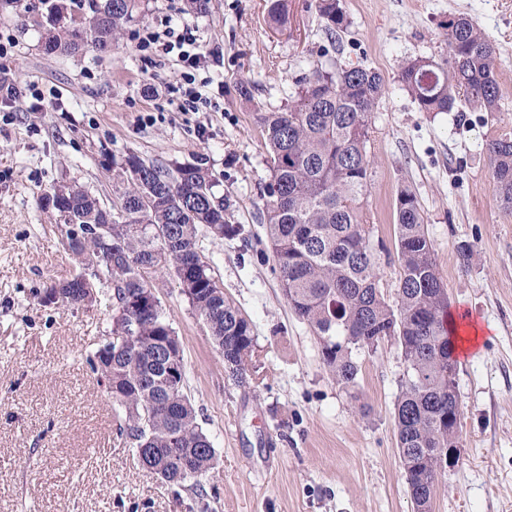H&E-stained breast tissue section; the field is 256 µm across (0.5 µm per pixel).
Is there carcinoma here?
<instances>
[{"label": "carcinoma", "mask_w": 512, "mask_h": 512, "mask_svg": "<svg viewBox=\"0 0 512 512\" xmlns=\"http://www.w3.org/2000/svg\"><path fill=\"white\" fill-rule=\"evenodd\" d=\"M272 24H285L288 0H267ZM48 45L76 50L87 44L106 51L134 20L141 0H41ZM330 35L347 27L339 0H316ZM449 56L426 68L410 59L400 81L421 112H450L461 94L473 110L495 112L501 99V62L492 43L459 15L444 24ZM385 92L384 76L370 68L316 67L284 106L258 110L255 120L267 145L268 181L261 191L258 219L266 226L282 293L294 314L328 338L324 364L336 383H356L354 359L387 336L405 340L408 371L395 418L397 447L414 512H432L437 487L431 461L458 447L448 415V360L454 343L448 328V294L433 258L416 195L397 196L395 249L399 263L396 305L379 289L378 254L362 224L369 180L367 144L371 114ZM492 177L503 212L512 215V136L486 142ZM99 165L112 174L107 205L76 181L53 184L39 199L40 210L64 226L63 245L75 273L60 283L89 305L107 296L112 313L123 311L111 333L126 336L124 350L89 360L112 387L121 419L119 433L135 445L141 469L177 487L213 468L216 451L199 427L186 384L165 385L169 356L183 358L161 302L143 312L132 299L151 287L157 274L178 282L197 312L235 382L248 376L254 354L251 323L215 292L198 233L215 240L237 236L224 198L201 165L148 161L129 153H101ZM109 226L112 251L98 265L92 285L82 274L85 248L73 230Z\"/></svg>", "instance_id": "cac0c4a2"}]
</instances>
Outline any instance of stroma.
<instances>
[{
    "label": "stroma",
    "instance_id": "35a3bbf8",
    "mask_svg": "<svg viewBox=\"0 0 512 512\" xmlns=\"http://www.w3.org/2000/svg\"><path fill=\"white\" fill-rule=\"evenodd\" d=\"M267 0H142L119 44L102 54L48 50L39 0L0 14L9 36L0 77V512H413L397 447L395 405L404 361L387 342L360 353L354 387L337 385L319 342L282 294L266 227L258 221L268 179L256 108L274 109L318 65L379 71L386 91L372 113L371 176L363 218L383 241L379 288L396 302V199L416 195L437 268L456 315L473 320L478 346L458 356L460 448L433 512H512V217L499 205L484 150L512 132V0H340L346 29L329 38L315 0H288V24H269ZM472 18L502 62L495 112L457 101L419 111L400 81L410 58L441 59L449 17ZM193 27L210 55L195 83L204 97L182 111L167 93L175 60L153 66L139 44L167 22ZM38 85L46 103L28 91ZM201 164L231 204L240 235L201 234L224 296L253 326L247 383L231 380L202 320L174 279L153 287L179 338L187 393L216 450L203 492L143 471L117 435L120 420L88 359L111 329L106 303L43 306L73 262L38 196L72 179L104 200L112 179L102 151ZM471 248L461 259V245Z\"/></svg>",
    "mask_w": 512,
    "mask_h": 512
}]
</instances>
